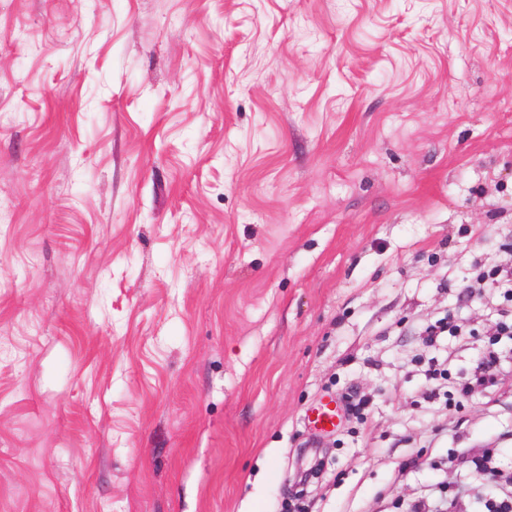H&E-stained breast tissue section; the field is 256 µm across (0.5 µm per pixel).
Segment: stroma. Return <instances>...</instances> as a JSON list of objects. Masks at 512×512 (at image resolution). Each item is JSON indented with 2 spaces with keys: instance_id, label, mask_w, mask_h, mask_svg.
Instances as JSON below:
<instances>
[{
  "instance_id": "obj_1",
  "label": "stroma",
  "mask_w": 512,
  "mask_h": 512,
  "mask_svg": "<svg viewBox=\"0 0 512 512\" xmlns=\"http://www.w3.org/2000/svg\"><path fill=\"white\" fill-rule=\"evenodd\" d=\"M510 269L512 0H0V512H483ZM496 361L494 352L489 351L487 355L476 364L470 376L458 384V393L465 397L471 394L475 389L492 386ZM336 399L331 397L329 400L320 403L311 410L308 416L309 423L318 431L325 432L330 428L336 427Z\"/></svg>"
}]
</instances>
